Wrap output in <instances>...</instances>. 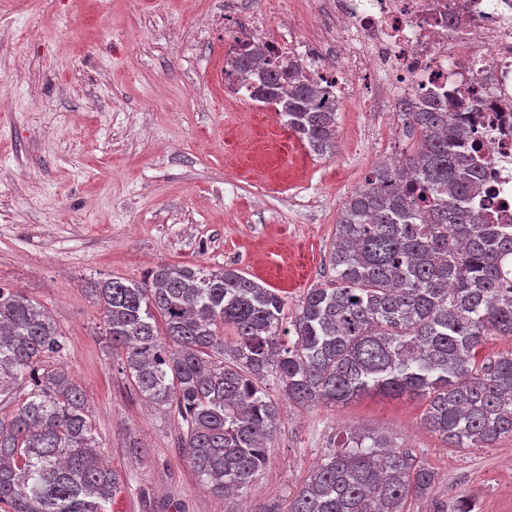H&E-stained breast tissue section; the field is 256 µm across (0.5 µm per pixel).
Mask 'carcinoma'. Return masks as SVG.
<instances>
[{
    "label": "carcinoma",
    "mask_w": 512,
    "mask_h": 512,
    "mask_svg": "<svg viewBox=\"0 0 512 512\" xmlns=\"http://www.w3.org/2000/svg\"><path fill=\"white\" fill-rule=\"evenodd\" d=\"M267 48L237 41L224 75L251 101L274 103L317 155L336 148V94ZM412 152L375 169L342 209L333 278L307 290L291 326L285 301L235 268L161 264L142 282L91 289L105 340L149 403L173 409L182 447L216 495L247 492L281 419L261 381L297 404L345 405L371 391L425 404L424 424L453 448L512 436V224H483L467 205L483 170L461 152L455 114L397 102ZM231 331V338L224 332ZM67 340L23 293L0 284V505L8 512H109L120 478L102 461L83 390L62 365ZM435 475L386 438L351 432L287 508L258 512H403Z\"/></svg>",
    "instance_id": "carcinoma-1"
}]
</instances>
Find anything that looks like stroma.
<instances>
[{"instance_id":"stroma-1","label":"stroma","mask_w":512,"mask_h":512,"mask_svg":"<svg viewBox=\"0 0 512 512\" xmlns=\"http://www.w3.org/2000/svg\"><path fill=\"white\" fill-rule=\"evenodd\" d=\"M267 0H0V282L51 314L68 342L103 458L121 478L110 512H252L288 503L351 429L386 437L436 475L404 512L467 497L512 512V437L452 448L416 399L368 393L284 406L246 496L198 479L170 411L145 403L103 338L91 283L140 282L161 264L224 266L287 300L330 275L336 222L382 156L412 149L396 102L341 103L332 156L282 120L224 98L234 20Z\"/></svg>"}]
</instances>
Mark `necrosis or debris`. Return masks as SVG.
Masks as SVG:
<instances>
[{
	"mask_svg": "<svg viewBox=\"0 0 512 512\" xmlns=\"http://www.w3.org/2000/svg\"><path fill=\"white\" fill-rule=\"evenodd\" d=\"M335 27L319 30L323 52L303 50L292 28L260 36L280 64L319 84L424 103L446 98L459 112L466 152L483 167L471 205L487 224H512V0H330Z\"/></svg>",
	"mask_w": 512,
	"mask_h": 512,
	"instance_id": "obj_1",
	"label": "necrosis or debris"
}]
</instances>
